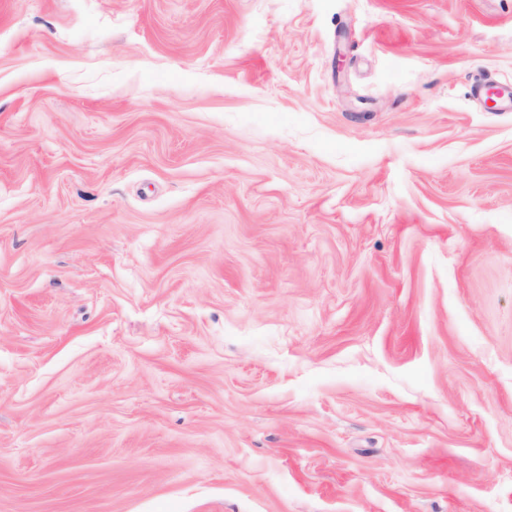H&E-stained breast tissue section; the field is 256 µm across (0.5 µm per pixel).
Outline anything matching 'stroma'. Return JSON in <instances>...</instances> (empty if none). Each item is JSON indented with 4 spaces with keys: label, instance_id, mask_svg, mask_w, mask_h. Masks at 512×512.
I'll return each mask as SVG.
<instances>
[{
    "label": "stroma",
    "instance_id": "stroma-1",
    "mask_svg": "<svg viewBox=\"0 0 512 512\" xmlns=\"http://www.w3.org/2000/svg\"><path fill=\"white\" fill-rule=\"evenodd\" d=\"M512 0H0V512H512Z\"/></svg>",
    "mask_w": 512,
    "mask_h": 512
}]
</instances>
